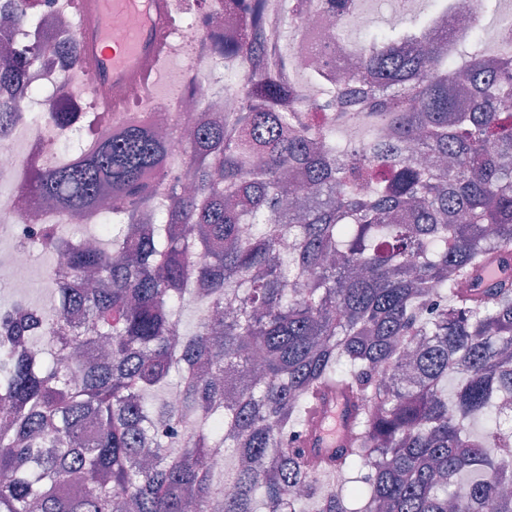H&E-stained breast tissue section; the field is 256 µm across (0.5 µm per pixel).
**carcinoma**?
I'll list each match as a JSON object with an SVG mask.
<instances>
[{
    "label": "carcinoma",
    "mask_w": 512,
    "mask_h": 512,
    "mask_svg": "<svg viewBox=\"0 0 512 512\" xmlns=\"http://www.w3.org/2000/svg\"><path fill=\"white\" fill-rule=\"evenodd\" d=\"M225 2L242 30L210 51L249 62L225 73L245 96L173 113L193 127L184 176L118 112L18 187L101 223L93 247L34 228L66 258L56 301L0 312V512H512V41L457 64L442 5L351 48L347 80L315 66L302 84L266 0ZM2 10L26 33L0 85L22 90L43 31L66 28L33 0ZM357 10L294 0L288 22ZM311 86L326 97L306 112ZM340 390L347 445L309 457L295 443ZM218 451L230 469L204 466Z\"/></svg>",
    "instance_id": "1"
}]
</instances>
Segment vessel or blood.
<instances>
[{
	"label": "vessel or blood",
	"instance_id": "vessel-or-blood-1",
	"mask_svg": "<svg viewBox=\"0 0 512 512\" xmlns=\"http://www.w3.org/2000/svg\"><path fill=\"white\" fill-rule=\"evenodd\" d=\"M172 0H82L78 29L80 56L93 79L100 105L121 112L125 104L118 88L145 80L156 68L172 40ZM129 20L122 35H112L114 18ZM351 404L343 394H330L316 415L313 432L304 447L314 454L331 455L344 446L343 427L352 420Z\"/></svg>",
	"mask_w": 512,
	"mask_h": 512
}]
</instances>
